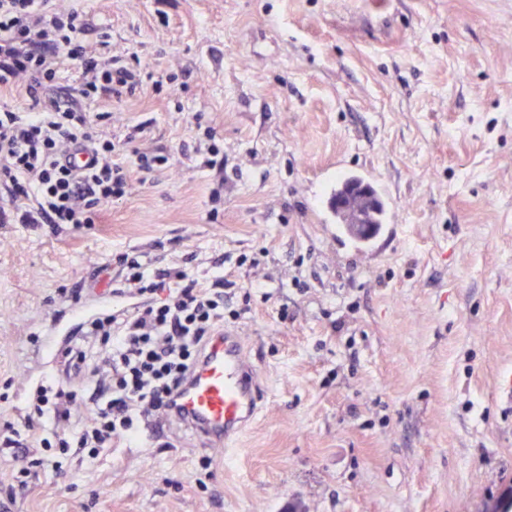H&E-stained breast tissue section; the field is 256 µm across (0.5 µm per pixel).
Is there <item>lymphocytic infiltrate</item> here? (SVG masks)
Instances as JSON below:
<instances>
[{
    "mask_svg": "<svg viewBox=\"0 0 512 512\" xmlns=\"http://www.w3.org/2000/svg\"><path fill=\"white\" fill-rule=\"evenodd\" d=\"M50 2L0 0V93L20 88L30 102L24 113L0 108V185L12 204L0 209L4 224H91L127 189V174L113 161L118 145L91 132L83 103L124 100L141 86V73L120 56L103 62L91 55L81 12H56ZM66 62L81 80L63 96L57 84ZM78 141L94 161L85 173L60 162ZM116 261L121 292L150 295V302L81 326L61 360L89 371L84 392L53 377L42 381L21 424L0 428L12 459L45 470L57 469L60 454L95 460L135 438L142 421L167 420L207 344L241 315L227 300L223 275L204 281L180 265L153 270L126 253Z\"/></svg>",
    "mask_w": 512,
    "mask_h": 512,
    "instance_id": "lymphocytic-infiltrate-1",
    "label": "lymphocytic infiltrate"
}]
</instances>
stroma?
I'll return each mask as SVG.
<instances>
[{"instance_id": "1", "label": "stroma", "mask_w": 512, "mask_h": 512, "mask_svg": "<svg viewBox=\"0 0 512 512\" xmlns=\"http://www.w3.org/2000/svg\"><path fill=\"white\" fill-rule=\"evenodd\" d=\"M144 78L88 101L129 177L96 224L0 223V423L116 255L250 288L265 402L232 452L175 424L0 500L17 512H512V0H53ZM143 137L127 142L138 124ZM214 140L222 163L206 165ZM163 147L141 172L133 151ZM374 172L386 229H335ZM333 233H324V225Z\"/></svg>"}]
</instances>
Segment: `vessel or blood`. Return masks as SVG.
<instances>
[{"label": "vessel or blood", "instance_id": "vessel-or-blood-1", "mask_svg": "<svg viewBox=\"0 0 512 512\" xmlns=\"http://www.w3.org/2000/svg\"><path fill=\"white\" fill-rule=\"evenodd\" d=\"M262 388L238 336L214 337L177 398V419L197 434L201 446L232 447L255 419Z\"/></svg>", "mask_w": 512, "mask_h": 512}]
</instances>
